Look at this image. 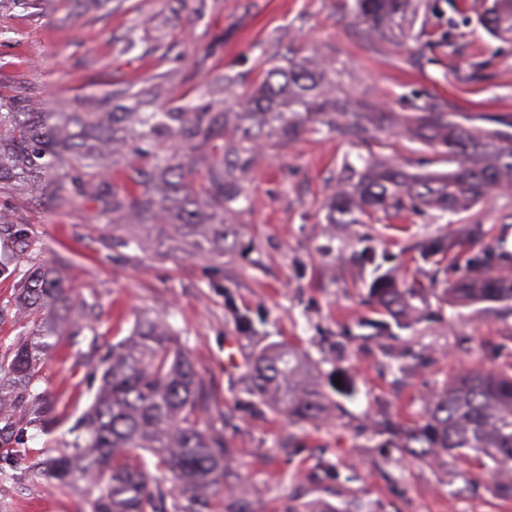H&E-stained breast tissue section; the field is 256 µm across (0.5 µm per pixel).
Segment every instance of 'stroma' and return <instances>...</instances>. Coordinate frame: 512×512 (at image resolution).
Masks as SVG:
<instances>
[{"instance_id": "35a3bbf8", "label": "stroma", "mask_w": 512, "mask_h": 512, "mask_svg": "<svg viewBox=\"0 0 512 512\" xmlns=\"http://www.w3.org/2000/svg\"><path fill=\"white\" fill-rule=\"evenodd\" d=\"M417 39L392 44L354 22L353 0H111L102 10L72 0L0 10V85L22 83L51 97L58 111L79 112L83 98L160 77L168 101L209 97L216 74L237 75L226 99L241 97L288 50L318 49L337 94L366 105L376 119L361 137L307 124L295 140L265 141L244 186L250 205L232 220L223 256L137 260L108 257L112 228L94 205L53 208L47 196L0 186V225L33 241L40 261L65 256L74 295L96 302L78 344L61 340L45 370L43 420L27 426L28 454L0 479V512H83L80 489L59 490L33 469L65 450L99 385L76 359L129 336L145 313L166 316L209 382L213 399L202 424L220 429L240 476L237 512H288V501L356 498L376 512H512L485 475L463 461L436 467L384 449L375 421L414 424L452 372L512 363V310L497 304L449 308L430 301L423 320L375 335L380 316L367 288L382 268L406 284L447 287L492 243L512 273V190L468 212L377 214L365 224H331L326 201L344 164L375 155L415 172L444 171L438 148L411 139L400 118L426 109L470 118L495 130L512 120V39L492 38L478 22L483 0H430ZM136 28L140 48L121 38ZM482 224L486 242L456 255L422 260L428 240ZM375 259L360 262L365 245ZM255 330L244 333L240 316ZM30 318L0 275V344L26 335ZM269 344L306 352L339 405L333 416L300 425L259 406L241 377L248 357ZM338 472L317 471L319 461Z\"/></svg>"}]
</instances>
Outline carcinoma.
I'll return each instance as SVG.
<instances>
[{
    "label": "carcinoma",
    "instance_id": "obj_1",
    "mask_svg": "<svg viewBox=\"0 0 512 512\" xmlns=\"http://www.w3.org/2000/svg\"><path fill=\"white\" fill-rule=\"evenodd\" d=\"M423 0H355L354 17L370 36L400 44L412 37ZM494 37L512 38V0H491L480 19ZM163 83L137 91L93 97L86 112H54L25 87L0 92V184L31 189L53 187L54 206L79 197L97 205L112 224L110 251L144 250L142 233L157 234L159 254L222 255L231 236L229 217L248 206L243 185L253 168L258 139H296L311 121L336 129V116L363 129L371 113L350 108L335 85L309 67L308 58L291 54L271 67L258 88L221 109L212 102L158 103ZM401 125L415 138L442 149L446 172L411 173L372 156L357 170L345 166L328 199L331 224H362L378 213L397 217L428 208L463 213L480 201L512 189V137L467 125L448 112H421ZM74 158L58 172L62 155ZM122 166L120 179L102 169ZM483 229L468 224L420 250L428 259L452 253L479 240ZM27 247L0 260V273L12 270L19 302L37 315L31 331L0 356V475L17 467L20 447L16 415L40 396L43 368L55 344L74 341L84 325L70 317L77 304L58 266L36 263ZM437 296L452 307L482 303L512 307V275L498 269L494 254L472 265ZM371 304L393 322L409 326L424 316L427 298L404 288L390 273L368 288ZM95 371L99 389L81 414L69 452L52 457L46 474L56 487L83 482V512H204L214 490L227 495L238 474L224 435L200 427L212 391L179 334L159 317L140 320L131 335L112 343ZM258 403L285 413L296 423L320 420L336 407L323 389L316 363L291 346L273 345L255 357L244 380ZM377 427L388 443L423 463L466 460L490 481L499 498L512 500V365L473 368L454 375L428 399L422 422L413 426L385 421ZM288 512H376L370 506L317 498Z\"/></svg>",
    "mask_w": 512,
    "mask_h": 512
}]
</instances>
